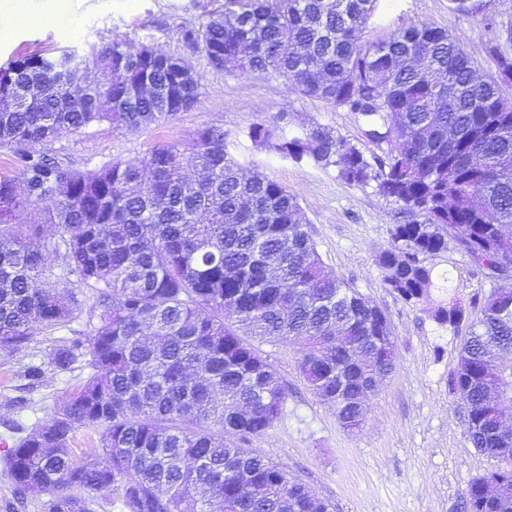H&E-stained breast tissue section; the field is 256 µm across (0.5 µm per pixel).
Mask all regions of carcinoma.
I'll use <instances>...</instances> for the list:
<instances>
[{"instance_id":"cac0c4a2","label":"carcinoma","mask_w":512,"mask_h":512,"mask_svg":"<svg viewBox=\"0 0 512 512\" xmlns=\"http://www.w3.org/2000/svg\"><path fill=\"white\" fill-rule=\"evenodd\" d=\"M380 0H224L197 27H178L191 54L217 71L262 73L357 115L382 155L331 128L289 130L284 112L249 128L259 149L375 183L400 206L377 259L384 283L440 327L465 329L448 388L480 453L508 460L471 480L463 512H512V437L496 418L512 396V55L489 47L493 75L474 76L466 49L433 23L376 43L360 34ZM480 0H448L476 15ZM105 69L106 83L92 72ZM454 85L444 100L445 81ZM190 60L124 40L82 54L31 55L0 69V147L22 180L0 179V349L15 351L68 321L74 297L46 282L47 255L65 248L97 290L93 332L51 349L24 377L83 361L91 373L0 463L23 501L47 512H91L113 488L125 512H334L300 481L249 447L278 421L288 386L258 344L299 340L300 376L348 432L363 398L395 367L385 312L324 270L305 212L288 190L228 157L224 131L159 144L135 161L70 168L44 146L62 133L109 123L137 131L195 106ZM49 203L43 224L28 210ZM470 258L483 279L472 319L452 296L431 303L447 277L422 260ZM96 429V459L78 462L75 433Z\"/></svg>"}]
</instances>
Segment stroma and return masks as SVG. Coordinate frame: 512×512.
<instances>
[{
    "instance_id": "35a3bbf8",
    "label": "stroma",
    "mask_w": 512,
    "mask_h": 512,
    "mask_svg": "<svg viewBox=\"0 0 512 512\" xmlns=\"http://www.w3.org/2000/svg\"><path fill=\"white\" fill-rule=\"evenodd\" d=\"M224 0H0V68L30 55L83 52L100 35L126 40L132 48L150 44L182 55L177 25L206 21ZM504 7L492 0L486 18L454 15L448 0H382L364 29L367 42L392 31L431 22L446 28L472 55L480 72L495 62L486 53L496 42ZM201 80L197 105L159 126L129 132L108 124L64 133L48 143L49 153L87 170L115 160L142 158L159 143L186 144L204 127L224 130L228 154L246 168H258L294 195L329 273L345 279L389 317L396 341L393 372L366 401L362 428L344 431L333 410L299 376L301 346L286 341L264 346L269 362L288 386L279 421L251 446L299 479L336 512H459L468 483L495 466L473 448L460 418V404L448 391L457 365L459 335L440 329L428 315L405 305L384 284L376 263L398 222L397 205L373 186L349 185L334 169H320L267 154L247 136L249 128L279 112L293 128L316 122L333 129L367 153L377 150L362 134L355 116L321 100L303 96L266 75H229L192 56ZM427 265L446 273L448 289L462 304L489 291L490 281L474 274L459 250L430 257ZM48 283L67 287L78 301L64 324L42 330L15 352L0 351V442L15 444L49 414L65 394L89 375L83 364L67 372H48L28 386L27 365L45 361L52 348L90 334L95 323L94 292L71 271L64 251L50 254Z\"/></svg>"
}]
</instances>
